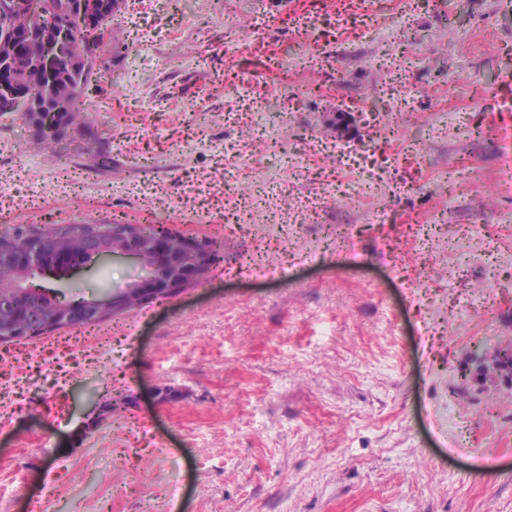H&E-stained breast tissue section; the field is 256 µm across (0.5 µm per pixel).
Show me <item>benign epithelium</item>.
Listing matches in <instances>:
<instances>
[{"mask_svg":"<svg viewBox=\"0 0 512 512\" xmlns=\"http://www.w3.org/2000/svg\"><path fill=\"white\" fill-rule=\"evenodd\" d=\"M117 4L112 0H79L77 12L89 26L101 30L102 19ZM0 37L25 54L32 47L35 33L29 28L4 27ZM70 24L61 21L50 39L43 40L39 70L44 80H55L59 59L72 46ZM10 77L11 85L0 97V108L29 112L37 108L25 82L15 78L9 61L0 60V83ZM82 257L83 269H91L114 258L131 264L134 277L124 286L105 290L95 300L73 297L64 291L44 290L43 275L51 269L48 262L61 268L71 267ZM16 282L0 290V322L24 330L12 341H27L36 336L35 326L44 320L62 328H77L104 318L117 317L128 310L160 299L178 296L209 277L214 263L208 257V240L174 231L152 236L138 231L136 224L100 225L91 234L48 236L24 226L22 237L4 254Z\"/></svg>","mask_w":512,"mask_h":512,"instance_id":"benign-epithelium-1","label":"benign epithelium"}]
</instances>
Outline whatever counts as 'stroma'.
Masks as SVG:
<instances>
[{"instance_id":"35a3bbf8","label":"stroma","mask_w":512,"mask_h":512,"mask_svg":"<svg viewBox=\"0 0 512 512\" xmlns=\"http://www.w3.org/2000/svg\"><path fill=\"white\" fill-rule=\"evenodd\" d=\"M219 8L109 22L67 157L0 115V231L131 220L224 253L85 338L0 343V512H512V379L463 375L512 352V0Z\"/></svg>"}]
</instances>
